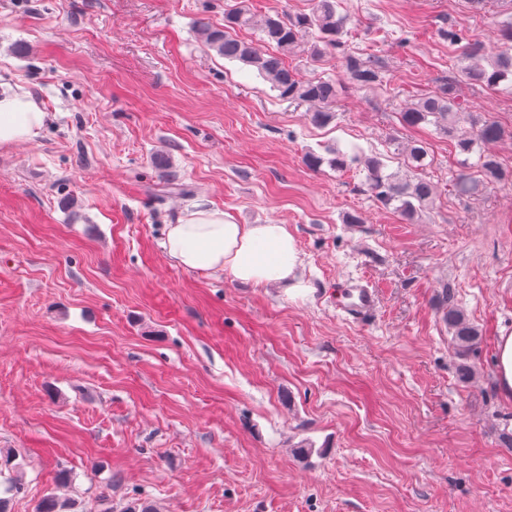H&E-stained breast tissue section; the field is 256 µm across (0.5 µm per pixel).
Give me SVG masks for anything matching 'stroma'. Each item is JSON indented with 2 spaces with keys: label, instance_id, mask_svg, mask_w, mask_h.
Here are the masks:
<instances>
[{
  "label": "stroma",
  "instance_id": "35a3bbf8",
  "mask_svg": "<svg viewBox=\"0 0 512 512\" xmlns=\"http://www.w3.org/2000/svg\"><path fill=\"white\" fill-rule=\"evenodd\" d=\"M227 2L0 0V92L48 114L35 138L0 147L12 512L52 491L78 512L132 498L157 512H512V400L495 366L512 333V184L455 194L454 141L399 122L448 77L459 47L445 31L495 58L512 0H343L347 47L380 58L384 82L354 91L329 59L343 88L325 128L194 34L200 18L223 26ZM455 87L470 115L502 124L494 151L512 170V96ZM416 139L439 194L413 224L373 200L363 170L303 161L337 147L393 172ZM200 202L287 225L306 291L173 264L164 229ZM353 279L378 291L363 319L336 308ZM448 296L481 334L467 382Z\"/></svg>",
  "mask_w": 512,
  "mask_h": 512
}]
</instances>
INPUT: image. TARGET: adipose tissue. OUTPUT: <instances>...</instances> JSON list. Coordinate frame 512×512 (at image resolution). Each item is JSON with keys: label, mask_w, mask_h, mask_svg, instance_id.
Here are the masks:
<instances>
[{"label": "adipose tissue", "mask_w": 512, "mask_h": 512, "mask_svg": "<svg viewBox=\"0 0 512 512\" xmlns=\"http://www.w3.org/2000/svg\"><path fill=\"white\" fill-rule=\"evenodd\" d=\"M46 120L30 98L0 95V145L34 138ZM163 247L188 270L225 273L256 287L278 285L292 295L305 290L296 241L284 224H237L223 209L200 203L167 225Z\"/></svg>", "instance_id": "obj_1"}]
</instances>
